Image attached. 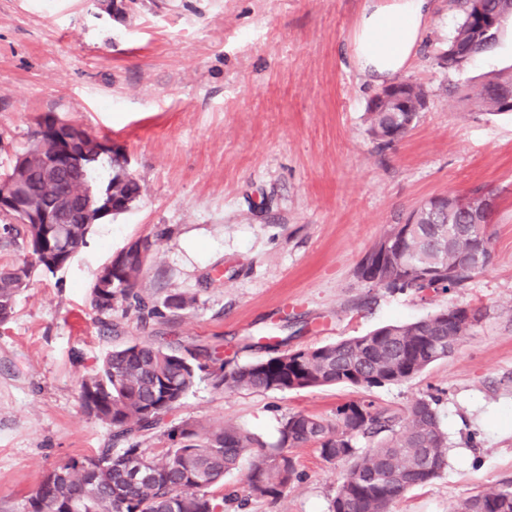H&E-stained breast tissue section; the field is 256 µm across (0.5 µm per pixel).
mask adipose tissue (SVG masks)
I'll return each instance as SVG.
<instances>
[{"label": "adipose tissue", "mask_w": 512, "mask_h": 512, "mask_svg": "<svg viewBox=\"0 0 512 512\" xmlns=\"http://www.w3.org/2000/svg\"><path fill=\"white\" fill-rule=\"evenodd\" d=\"M431 22V0H367L350 40L355 69L381 84L403 72Z\"/></svg>", "instance_id": "ef3b65f1"}]
</instances>
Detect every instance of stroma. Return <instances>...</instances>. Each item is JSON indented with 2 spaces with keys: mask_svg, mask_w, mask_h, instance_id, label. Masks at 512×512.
I'll use <instances>...</instances> for the list:
<instances>
[{
  "mask_svg": "<svg viewBox=\"0 0 512 512\" xmlns=\"http://www.w3.org/2000/svg\"><path fill=\"white\" fill-rule=\"evenodd\" d=\"M365 0H139L126 19L98 0H0V173L26 149L42 115L112 140L142 192L100 220L74 260L35 272L0 325V512H25L44 476L108 448L112 430L78 394L115 345L202 338L229 364L268 358L411 322L453 305L487 316L460 348L415 378L373 389L399 414L437 394L448 466L392 512H454L512 481V114L461 101L467 87L512 66V25L464 67L440 66L459 11L434 0L432 23L402 80L427 104L392 149L379 151L365 113L376 85L348 59ZM487 189L494 261L463 288L419 294L369 288L363 254L424 198ZM155 250L137 284L155 304L181 292L190 307L140 321L90 306L98 271L137 239ZM338 385L222 391L201 380L165 426L236 425L274 440L282 415L333 418L360 398ZM299 477L275 501L248 497L244 470L216 494L224 512H329L344 463L292 449Z\"/></svg>",
  "mask_w": 512,
  "mask_h": 512,
  "instance_id": "35a3bbf8",
  "label": "stroma"
}]
</instances>
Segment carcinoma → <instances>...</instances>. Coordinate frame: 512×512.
<instances>
[{
	"label": "carcinoma",
	"mask_w": 512,
	"mask_h": 512,
	"mask_svg": "<svg viewBox=\"0 0 512 512\" xmlns=\"http://www.w3.org/2000/svg\"><path fill=\"white\" fill-rule=\"evenodd\" d=\"M461 19L448 41V50L462 49L475 57L496 42L507 20L512 0H485L488 12L499 18L487 35L475 31L469 0H453ZM512 95V68L486 77L468 89L463 100L480 111L502 114L500 99ZM368 133L382 148L394 146L409 128L402 113L367 105ZM126 159L110 156L111 174L101 178L96 163L82 170L68 168L57 182L55 195L39 169L30 173L29 193L46 205L57 204L83 216L87 192L93 186L123 182L121 193L140 195V185L125 168ZM3 224L6 243L30 259L0 267V324L15 312L19 293L27 288L34 270L53 273L74 258L86 244L95 215L88 224ZM409 224H391L383 238L399 259L382 254L377 241L362 257L356 275L362 283L391 292L419 293L426 288L450 293L487 270L493 263L490 220L468 211L451 216L415 207ZM154 243L139 239L129 244L96 276L90 299L100 322L116 307L135 308L141 319L160 314L136 291L137 281L151 257ZM423 271L433 273L421 280ZM485 313L479 307L443 308L414 322L387 324L371 332L322 346L289 350L264 361L224 369L218 348L201 341L188 346L134 341L115 347L79 390L81 408L112 428V447L72 457L54 468L50 494L30 498L32 512H222L225 497L214 489L224 476L249 463L245 476L251 496L279 499L298 477L288 449L312 444L323 460L343 461L330 512H391L408 490L422 487L448 466V434L438 413V399L415 400L397 416L371 400H350L336 407L335 420L292 413L281 418L272 443L237 426L200 428L183 423L164 432L167 447H141L140 438L161 427L167 413L178 407L197 381L207 378L216 389L230 391H288L349 384L364 392L406 382L431 364L455 352ZM378 436L368 450L357 438ZM135 457L143 473L135 478L121 464ZM459 512H512V484L465 498Z\"/></svg>",
	"instance_id": "carcinoma-1"
}]
</instances>
